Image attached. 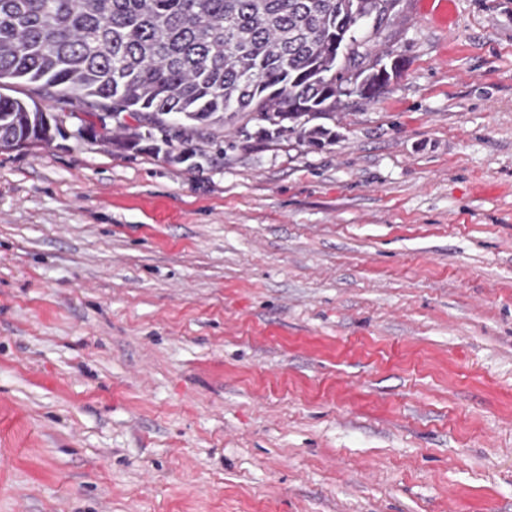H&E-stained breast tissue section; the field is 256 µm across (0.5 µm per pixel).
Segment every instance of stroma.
Segmentation results:
<instances>
[{
  "mask_svg": "<svg viewBox=\"0 0 512 512\" xmlns=\"http://www.w3.org/2000/svg\"><path fill=\"white\" fill-rule=\"evenodd\" d=\"M399 0L320 148L76 99L0 149V512H512V0ZM93 125L91 136L77 131Z\"/></svg>",
  "mask_w": 512,
  "mask_h": 512,
  "instance_id": "obj_1",
  "label": "stroma"
}]
</instances>
